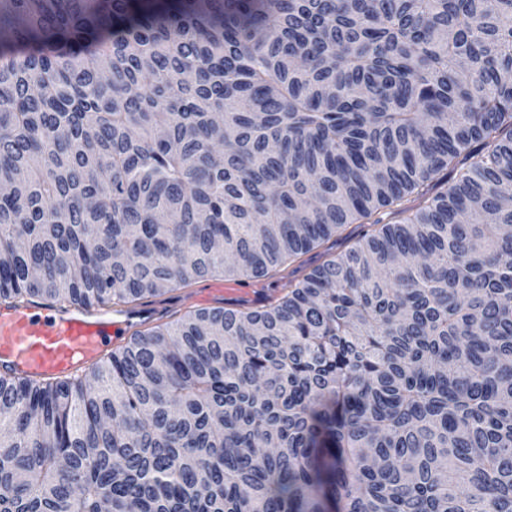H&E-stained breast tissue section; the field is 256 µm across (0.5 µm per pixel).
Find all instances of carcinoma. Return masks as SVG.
Here are the masks:
<instances>
[{
    "instance_id": "cac0c4a2",
    "label": "carcinoma",
    "mask_w": 512,
    "mask_h": 512,
    "mask_svg": "<svg viewBox=\"0 0 512 512\" xmlns=\"http://www.w3.org/2000/svg\"><path fill=\"white\" fill-rule=\"evenodd\" d=\"M0 186L11 306L366 225L259 308L0 376V512H512V0H0Z\"/></svg>"
}]
</instances>
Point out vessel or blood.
<instances>
[{"mask_svg": "<svg viewBox=\"0 0 512 512\" xmlns=\"http://www.w3.org/2000/svg\"><path fill=\"white\" fill-rule=\"evenodd\" d=\"M146 305L121 311L108 305H0V374L58 379L86 369L117 337L153 317Z\"/></svg>", "mask_w": 512, "mask_h": 512, "instance_id": "1", "label": "vessel or blood"}]
</instances>
